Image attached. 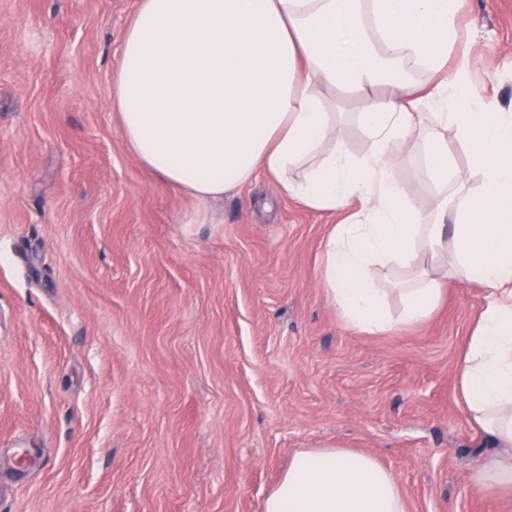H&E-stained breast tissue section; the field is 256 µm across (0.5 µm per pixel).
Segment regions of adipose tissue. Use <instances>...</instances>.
<instances>
[{
    "label": "adipose tissue",
    "mask_w": 512,
    "mask_h": 512,
    "mask_svg": "<svg viewBox=\"0 0 512 512\" xmlns=\"http://www.w3.org/2000/svg\"><path fill=\"white\" fill-rule=\"evenodd\" d=\"M458 39L456 0H139L112 101L138 161L199 202L265 174L313 209L347 210L326 243L324 285L355 328L392 327L376 268L428 258L405 293L407 324L432 314L448 280L480 286L457 366L469 421L495 446L473 477L480 495L512 492V114L474 105L471 56L454 57ZM336 89L363 99L362 156L336 136ZM450 129L478 188L448 176ZM405 148L424 157L425 179L456 183L434 216L414 207L394 167ZM263 512L407 505L375 459L329 446L295 452Z\"/></svg>",
    "instance_id": "adipose-tissue-1"
}]
</instances>
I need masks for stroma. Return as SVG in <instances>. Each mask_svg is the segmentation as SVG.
Returning a JSON list of instances; mask_svg holds the SVG:
<instances>
[{
	"instance_id": "35a3bbf8",
	"label": "stroma",
	"mask_w": 512,
	"mask_h": 512,
	"mask_svg": "<svg viewBox=\"0 0 512 512\" xmlns=\"http://www.w3.org/2000/svg\"><path fill=\"white\" fill-rule=\"evenodd\" d=\"M137 0H0V490L5 512H262L290 457L391 470L408 512H512L477 495L489 448L458 400L477 285L394 329L341 317L322 254L343 212L259 176L205 204L130 151L112 71ZM476 104L512 110V0H458ZM431 210L422 157H394ZM35 466L12 481L13 449Z\"/></svg>"
}]
</instances>
